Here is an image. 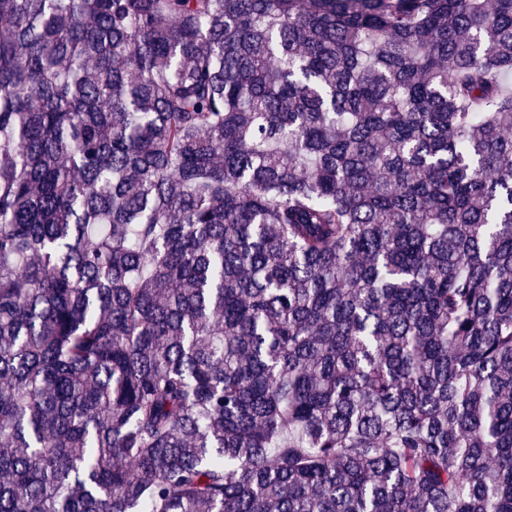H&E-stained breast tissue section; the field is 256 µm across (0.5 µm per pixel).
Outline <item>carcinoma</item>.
Masks as SVG:
<instances>
[{"label":"carcinoma","instance_id":"carcinoma-1","mask_svg":"<svg viewBox=\"0 0 512 512\" xmlns=\"http://www.w3.org/2000/svg\"><path fill=\"white\" fill-rule=\"evenodd\" d=\"M0 512H512V0H0Z\"/></svg>","mask_w":512,"mask_h":512}]
</instances>
